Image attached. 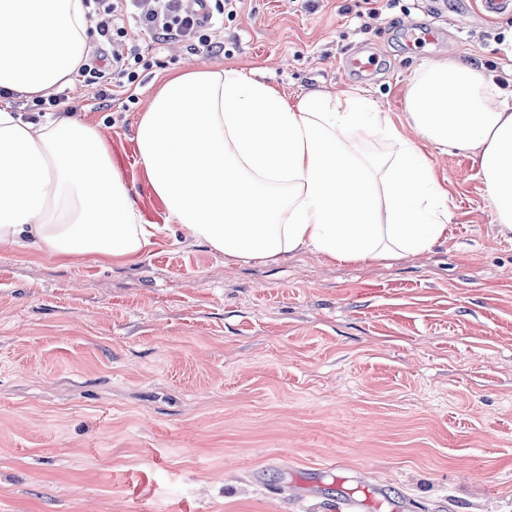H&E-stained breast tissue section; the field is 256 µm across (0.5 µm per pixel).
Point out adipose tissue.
<instances>
[{
    "label": "adipose tissue",
    "mask_w": 512,
    "mask_h": 512,
    "mask_svg": "<svg viewBox=\"0 0 512 512\" xmlns=\"http://www.w3.org/2000/svg\"><path fill=\"white\" fill-rule=\"evenodd\" d=\"M90 28L82 0H0V91L47 96L72 86ZM485 69L428 62L406 96L410 122L437 147L470 152L512 234V105L491 106ZM382 136L390 153L357 141ZM140 162L165 221L149 224L98 126L75 115L37 124L0 108V245L66 265L140 261L166 230L238 261L311 251L375 262L448 239V192L389 113L359 93L288 100L233 69L187 65L136 127Z\"/></svg>",
    "instance_id": "ef3b65f1"
}]
</instances>
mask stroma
I'll return each instance as SVG.
<instances>
[{
  "instance_id": "1",
  "label": "stroma",
  "mask_w": 512,
  "mask_h": 512,
  "mask_svg": "<svg viewBox=\"0 0 512 512\" xmlns=\"http://www.w3.org/2000/svg\"><path fill=\"white\" fill-rule=\"evenodd\" d=\"M242 0L220 51L138 41L131 91L63 88L99 126L147 223L164 209L136 124L186 61L286 95L353 88L408 139L425 62L484 66L512 90V12L480 0ZM434 26L435 43L407 30ZM378 58L351 74L357 45ZM448 190V239L378 263L309 251L233 262L162 235L138 264L62 267L0 246V512H512V236L478 162L423 144ZM337 467L316 481L327 459Z\"/></svg>"
}]
</instances>
